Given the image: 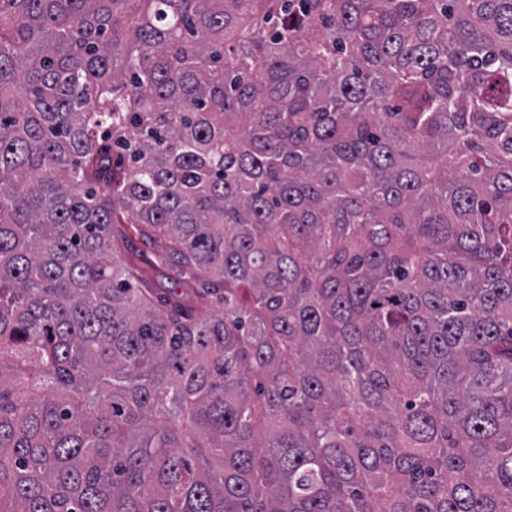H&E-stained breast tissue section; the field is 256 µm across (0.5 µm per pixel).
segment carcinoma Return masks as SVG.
<instances>
[{
	"instance_id": "carcinoma-1",
	"label": "carcinoma",
	"mask_w": 512,
	"mask_h": 512,
	"mask_svg": "<svg viewBox=\"0 0 512 512\" xmlns=\"http://www.w3.org/2000/svg\"><path fill=\"white\" fill-rule=\"evenodd\" d=\"M0 512H512V0H0ZM112 235L116 243L121 248L123 254L132 258L135 255L145 254L148 258L154 259L153 248L147 239H142L131 224H114L112 225ZM126 237L125 239L123 237ZM127 240L128 242H124Z\"/></svg>"
}]
</instances>
